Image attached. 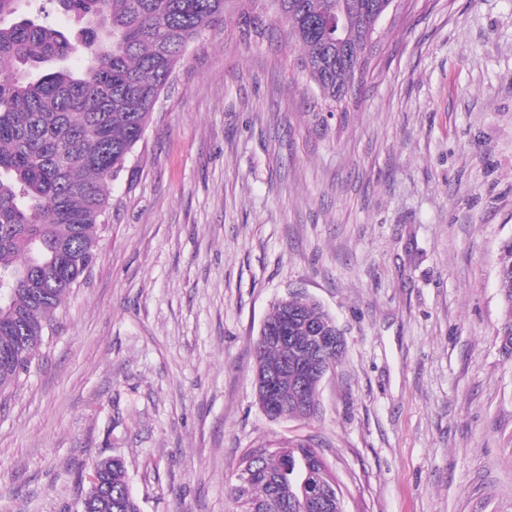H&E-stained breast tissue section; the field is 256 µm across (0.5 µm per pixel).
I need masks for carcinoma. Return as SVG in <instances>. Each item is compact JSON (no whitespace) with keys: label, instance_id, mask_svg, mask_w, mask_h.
<instances>
[{"label":"carcinoma","instance_id":"obj_1","mask_svg":"<svg viewBox=\"0 0 512 512\" xmlns=\"http://www.w3.org/2000/svg\"><path fill=\"white\" fill-rule=\"evenodd\" d=\"M82 23L75 33L54 26L39 0H0V395L28 373L52 331L63 300L96 258L99 228L110 209L109 185L126 169L150 123L161 91L202 31L224 20L229 0H50ZM300 51L299 67L329 106L347 111L344 90L368 47L365 24L382 0H345L351 20L336 48V0H268ZM80 58V65L73 64ZM498 277L505 315L500 349L512 355V239L501 245ZM288 338L254 344L259 370H278L283 414L298 409L304 366L316 353L333 370L344 349L316 339L335 319L319 303L293 293ZM319 411V392H309ZM254 457L250 488L230 494L241 512H344L342 490L302 497L297 473L327 464L306 439ZM112 502L98 512H141L124 460L100 461Z\"/></svg>","mask_w":512,"mask_h":512}]
</instances>
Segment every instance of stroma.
<instances>
[{
    "label": "stroma",
    "instance_id": "obj_1",
    "mask_svg": "<svg viewBox=\"0 0 512 512\" xmlns=\"http://www.w3.org/2000/svg\"><path fill=\"white\" fill-rule=\"evenodd\" d=\"M190 45L112 183L96 260L0 400V512H76L121 456L141 512H237L244 449L301 436L346 512H512V0H401L348 112L266 0ZM299 289L345 353L308 421L254 403L253 345ZM498 277L503 290L505 315L496 332V339L502 353L512 357V239L501 245Z\"/></svg>",
    "mask_w": 512,
    "mask_h": 512
}]
</instances>
